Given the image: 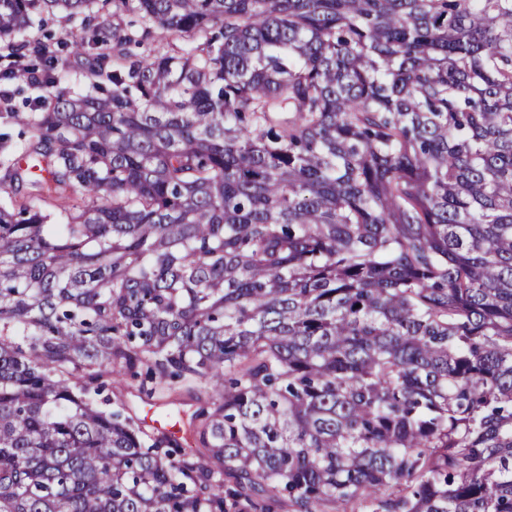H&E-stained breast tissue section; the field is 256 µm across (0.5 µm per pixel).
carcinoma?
Here are the masks:
<instances>
[{"label": "carcinoma", "mask_w": 512, "mask_h": 512, "mask_svg": "<svg viewBox=\"0 0 512 512\" xmlns=\"http://www.w3.org/2000/svg\"><path fill=\"white\" fill-rule=\"evenodd\" d=\"M113 3L0 113V512H512V0ZM103 19H107L111 29L118 31L121 35L133 33L135 39L142 40L140 46L134 44L130 46L132 53L137 57L147 55L150 50L173 53L172 47L177 50L185 45V41L179 36L173 35L161 39L154 30H151L152 33L145 37V33H143L145 25L139 21L136 14L129 10L116 9L112 6V2L106 3L102 0L96 1L85 14L75 18L70 19L63 12L45 15L42 24L34 25L28 30L27 35L31 40L45 36L52 38L53 41L62 39L71 43L73 40L88 38L90 31ZM63 63L59 67L64 74L63 80L54 87L45 86L44 84L28 85L25 79H16L12 82L0 81L1 97L9 93L11 100L9 101L14 110L27 112L24 105L26 98H39L41 100L50 97L56 90H64L68 92H81L89 87L87 72L92 62L87 55H77L69 49L65 52ZM17 88L22 89L21 93L17 92ZM172 385L177 388V393L171 398L162 397L158 392L151 397H147L144 392H142L140 377L124 376L120 388L126 396L128 404L135 410L138 417L143 419L147 411L150 408H154L158 411L171 414L170 420L173 423L179 422L181 429L185 430L188 418L200 404L195 399L194 395L189 396L187 392L182 389L180 383L173 382Z\"/></svg>", "instance_id": "1"}]
</instances>
